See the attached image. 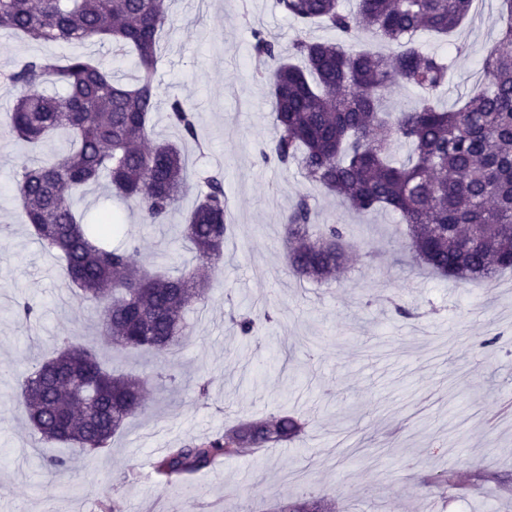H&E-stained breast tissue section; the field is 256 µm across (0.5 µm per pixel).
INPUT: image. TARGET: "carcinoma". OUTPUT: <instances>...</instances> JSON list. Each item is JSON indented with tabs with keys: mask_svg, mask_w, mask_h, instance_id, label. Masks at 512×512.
Wrapping results in <instances>:
<instances>
[{
	"mask_svg": "<svg viewBox=\"0 0 512 512\" xmlns=\"http://www.w3.org/2000/svg\"><path fill=\"white\" fill-rule=\"evenodd\" d=\"M169 0H0V30L42 43L108 40L131 51L138 74L128 83L89 55L33 57L8 79L17 90L9 110L12 138L38 144L66 135L68 148L48 161L24 160L18 189L22 214L41 248L57 255L75 295L94 308L101 334L121 350L150 354L144 377L115 375L93 346L72 337L56 342L54 355L25 378L21 403L40 441L65 445L75 455L105 448L128 421L148 415L147 387L156 380L178 385L169 357L190 339L185 314L205 304L207 288L190 275L170 277L144 268L139 242L128 238L111 249L113 214L102 210L83 223L75 201L101 180L132 203L139 222L163 226L184 192L192 189L179 143L198 140L194 108L179 97L167 101L166 119L179 142L153 138L152 117L160 97L155 74L159 34L175 28ZM474 0H278L298 24L317 22L340 36L336 43L298 36L288 50L261 32L251 54L263 66L272 100L275 134L262 152L283 170L298 167L311 184L360 212L388 210L407 226L404 248L417 263L456 279L489 278L512 269V0H500L495 45L482 62L486 89L440 110L435 99L448 81L453 58L416 46L429 34L453 44L474 18ZM365 35L393 46L383 53L353 48ZM46 83L64 93L46 95ZM419 93L410 110L386 111L394 87ZM408 149L399 162L394 151ZM227 217L224 178L203 179L196 206L181 224L199 263L213 271L224 263ZM292 272L324 281L345 261V224H323L301 196L284 217ZM19 320L39 317L37 305L17 304ZM69 375L87 381L94 397L85 410ZM309 422L281 411L239 420L224 432L171 448L155 464L167 478L189 475L223 459L288 444Z\"/></svg>",
	"mask_w": 512,
	"mask_h": 512,
	"instance_id": "cac0c4a2",
	"label": "carcinoma"
}]
</instances>
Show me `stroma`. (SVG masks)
<instances>
[{
	"label": "stroma",
	"instance_id": "obj_1",
	"mask_svg": "<svg viewBox=\"0 0 512 512\" xmlns=\"http://www.w3.org/2000/svg\"><path fill=\"white\" fill-rule=\"evenodd\" d=\"M177 30L162 32L154 114L158 138L176 139L167 97L195 107L202 148L184 144L190 171L224 178L231 232L206 306L187 319L192 339L174 356L180 385L148 388L149 417L131 420L109 447L73 458L65 474L42 467L49 450L19 400L25 376L56 339L99 337L89 303L76 298L57 257L21 218L17 172L24 156L52 157L0 134V512H276L315 500L328 512H512V272L459 281L413 264L405 226L389 211L359 214L300 175L261 158L272 135L267 87L255 76L254 31L290 44L299 26L276 0H171ZM499 29V0L457 34L452 89L479 91L477 73ZM91 54L131 76L135 59L110 43L45 44L0 37V122L16 90L15 64L37 55ZM308 196L321 222L345 224L350 256L339 281L296 278L286 265L284 215ZM183 195L166 226L140 224L106 186L80 210L120 214L146 267L167 251L172 275L194 264L179 240L193 207ZM30 300L38 320L16 322ZM277 309L279 320L244 337L231 315ZM206 381L200 392L197 381ZM312 424L296 443L225 460L189 481L164 482L155 463L176 448L251 416L281 408ZM453 470L459 478L426 498L422 481Z\"/></svg>",
	"mask_w": 512,
	"mask_h": 512
}]
</instances>
